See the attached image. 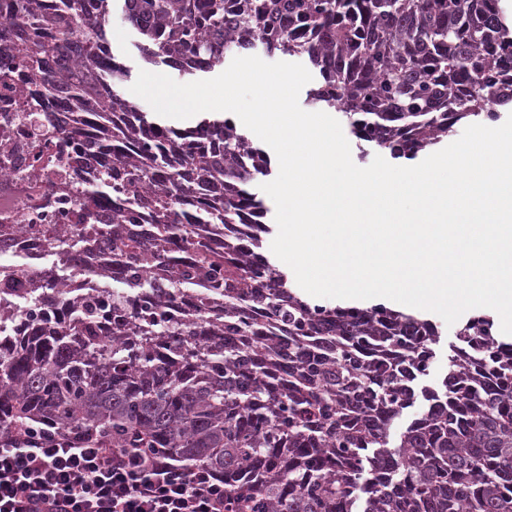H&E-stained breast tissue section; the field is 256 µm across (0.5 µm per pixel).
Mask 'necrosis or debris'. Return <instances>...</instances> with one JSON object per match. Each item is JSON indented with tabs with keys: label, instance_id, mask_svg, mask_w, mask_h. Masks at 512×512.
<instances>
[{
	"label": "necrosis or debris",
	"instance_id": "obj_1",
	"mask_svg": "<svg viewBox=\"0 0 512 512\" xmlns=\"http://www.w3.org/2000/svg\"><path fill=\"white\" fill-rule=\"evenodd\" d=\"M17 2L0 0V140L29 144L37 132L48 130L60 119L67 120L70 136L44 150L57 167L52 176L42 174L34 157L23 153L0 156V222L12 227L8 245L0 248V272L19 283L11 297L15 317L0 329L8 336L18 323L38 313V303L29 297L34 274H54L60 285L58 301L69 303L83 295L111 292L126 263L125 255L104 240L82 237L73 246L69 261H62L34 230L38 224L108 223L125 203L109 195L82 196L85 185L111 168L112 158L98 147L101 129L73 122L75 101L65 93H47L42 80L32 76L15 55L11 21ZM29 112L34 113V121L26 120Z\"/></svg>",
	"mask_w": 512,
	"mask_h": 512
}]
</instances>
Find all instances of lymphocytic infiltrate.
<instances>
[{"instance_id": "f902f5d3", "label": "lymphocytic infiltrate", "mask_w": 512, "mask_h": 512, "mask_svg": "<svg viewBox=\"0 0 512 512\" xmlns=\"http://www.w3.org/2000/svg\"><path fill=\"white\" fill-rule=\"evenodd\" d=\"M0 512H237L224 483L146 448L29 428L0 437Z\"/></svg>"}]
</instances>
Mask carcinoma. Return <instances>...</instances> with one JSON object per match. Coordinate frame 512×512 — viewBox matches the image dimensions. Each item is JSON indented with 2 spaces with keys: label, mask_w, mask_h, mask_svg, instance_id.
Listing matches in <instances>:
<instances>
[{
  "label": "carcinoma",
  "mask_w": 512,
  "mask_h": 512,
  "mask_svg": "<svg viewBox=\"0 0 512 512\" xmlns=\"http://www.w3.org/2000/svg\"><path fill=\"white\" fill-rule=\"evenodd\" d=\"M142 58L182 76L206 73L228 53L260 47L304 57L319 83L307 100L346 117L357 140L413 159L469 121L512 108V31L500 0H123ZM110 0H20L16 48L33 75L83 100L106 82L111 99L81 121H133L102 140L112 171L92 198L125 197L152 212L75 224L127 257L124 283L141 301L133 321L104 324L127 289L75 301L65 318L42 312L23 334L0 335V433L51 423L126 448H151L224 479L244 512H512V346L493 320L455 332L449 370L428 406L390 443L389 422L416 401L441 333L430 321L378 306L310 305L264 256L260 235L220 253L201 224H241L263 202L249 186L272 173L228 119L163 127L124 98L127 69L101 73ZM97 29L71 67L45 58ZM53 29V42L29 32ZM224 185L219 203L199 184ZM203 284L199 311L178 322L172 291ZM224 313L208 314L209 299Z\"/></svg>",
  "instance_id": "1"
}]
</instances>
